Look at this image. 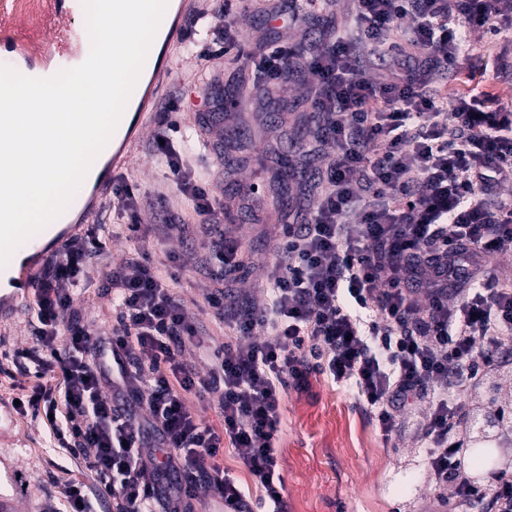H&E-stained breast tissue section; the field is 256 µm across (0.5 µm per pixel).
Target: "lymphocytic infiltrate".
I'll list each match as a JSON object with an SVG mask.
<instances>
[{"mask_svg": "<svg viewBox=\"0 0 512 512\" xmlns=\"http://www.w3.org/2000/svg\"><path fill=\"white\" fill-rule=\"evenodd\" d=\"M399 28L415 66L394 50ZM511 30L512 0H356L352 31L307 49L271 44L253 58L273 90L307 76L304 154L326 158L305 186L311 207L272 249L263 304L229 295L244 263L224 232V204L161 133L153 151L193 204L194 259L213 284L202 317L174 291L177 257L112 261L91 230L46 259L35 344L24 352L36 373L27 404L85 457L117 512H193L203 493L224 512H251L214 462L224 448L280 512L283 396L319 375L350 389L384 436L417 416L428 479L449 512L485 502L512 512V474L475 484L466 462L479 414L512 421L502 362L512 287L486 263L512 252V200L502 197L512 109L487 108V91L448 89L472 32ZM93 283L115 307L107 336L74 309ZM206 315L228 329L223 344H204ZM190 345L207 371L184 360ZM190 394L218 395L222 428L190 412Z\"/></svg>", "mask_w": 512, "mask_h": 512, "instance_id": "obj_1", "label": "lymphocytic infiltrate"}]
</instances>
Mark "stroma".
<instances>
[{
    "label": "stroma",
    "instance_id": "stroma-1",
    "mask_svg": "<svg viewBox=\"0 0 512 512\" xmlns=\"http://www.w3.org/2000/svg\"><path fill=\"white\" fill-rule=\"evenodd\" d=\"M271 0H250L238 19L241 48L231 49L219 63L215 83L205 74L211 66L205 50L224 28V0H207L205 17L190 16L189 34L176 48V72L163 88L151 117L155 127L169 128L174 146L189 147V164L209 179L215 195L229 211L228 234L237 239L244 256L241 286L262 298L258 266L279 239L281 225L273 211L305 212V196L296 183L280 190L283 158H296L310 133L303 108L279 106L254 94L255 74L247 54L261 44L314 43L328 27L344 29L354 22L352 0H336L329 15L287 26L269 15ZM496 87L512 93V36L476 32L458 89ZM214 139L212 151L201 140ZM140 196L166 195L184 219L156 240L155 209L140 211L141 228L130 236L116 211L99 209L93 223L103 225L112 259L162 249L184 260L177 290L190 313H198L211 287L195 266L191 252L200 246L199 228L190 202L180 194L166 169L141 142L122 172ZM35 291H18L13 304L0 313V471L13 475L18 512H67L65 489L81 481L97 487L99 480L83 459L54 446L42 417L19 406L32 383L14 365V350L31 345ZM74 307L98 332L111 333L115 322L112 299L97 286L77 296ZM280 475L284 512H433L436 493L426 478L424 451L412 420H405L393 442H386L352 395L330 380L311 378L308 391H287L280 413Z\"/></svg>",
    "mask_w": 512,
    "mask_h": 512
}]
</instances>
